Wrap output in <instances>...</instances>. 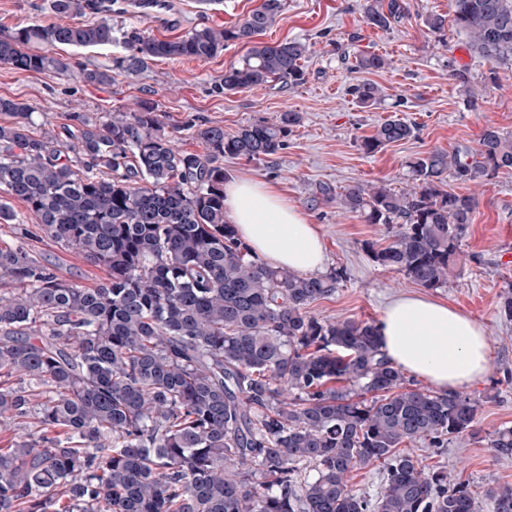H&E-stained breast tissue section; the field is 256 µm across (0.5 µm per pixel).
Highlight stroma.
<instances>
[{
  "instance_id": "35a3bbf8",
  "label": "stroma",
  "mask_w": 512,
  "mask_h": 512,
  "mask_svg": "<svg viewBox=\"0 0 512 512\" xmlns=\"http://www.w3.org/2000/svg\"><path fill=\"white\" fill-rule=\"evenodd\" d=\"M262 0H161L147 17L129 15L113 5V23L137 28L145 35L171 38L196 26L221 28L243 20ZM363 0H284L275 23L261 35L267 43L286 39L307 42L311 53L304 62L305 81L298 86L275 82L255 90L229 92L221 80L231 64L248 52L245 43H231L205 60L157 59L135 78L117 77L108 86H89L82 69L111 64L125 51L123 44L74 49L61 53L72 69L25 72L0 63V97L28 102L35 109V131L68 123L71 113L100 116L131 112L140 101L153 102L165 121L178 127L179 149L204 153L197 138L200 127L219 125L236 131L258 119H273L285 110L303 120L289 135L284 149L259 160L224 159L232 177L263 179L277 184L289 202L299 207L323 238L327 268H344L347 277L329 298L310 307L318 317L336 320H378L385 305L403 293L418 292L411 280L372 261L366 245L380 242L379 225L367 224L342 211L334 199L343 187L381 182L400 191L408 185L410 158L434 149L476 147L485 128L512 134V68L500 67L498 81L489 79V62L473 55L454 24L433 32L428 15L450 16L448 0H409V13L388 30L364 24ZM51 18L49 0H0V30L45 23ZM373 51L386 57L381 72L354 66L357 54ZM465 72L466 81L453 79ZM379 84L381 102L360 107L349 93L361 81ZM477 98H470V91ZM395 116L413 125L409 140L388 145L368 155L361 142L374 134L384 119ZM449 191L474 196L475 219L462 240L467 261L445 288L429 295L469 314L486 329L490 359L482 381L467 392L480 401L475 433L452 437L439 451L415 443L407 450L431 468L448 472L449 482L469 483L476 498L491 488L512 484V457L491 448L488 435L500 426H512V321L500 314L501 294L512 285V172L480 183L449 182ZM12 224H0V247L23 246L47 263L57 276L82 288L102 284L107 273L81 254L66 250L42 233L23 235L21 225L32 218L20 200H12Z\"/></svg>"
}]
</instances>
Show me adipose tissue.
Segmentation results:
<instances>
[{"label":"adipose tissue","instance_id":"1","mask_svg":"<svg viewBox=\"0 0 512 512\" xmlns=\"http://www.w3.org/2000/svg\"><path fill=\"white\" fill-rule=\"evenodd\" d=\"M224 214L254 258L308 274L323 269L326 255L316 226L271 184L249 178L225 182ZM376 334L392 364L437 393L457 391L485 374L489 342L483 325L446 303L397 296L384 309Z\"/></svg>","mask_w":512,"mask_h":512}]
</instances>
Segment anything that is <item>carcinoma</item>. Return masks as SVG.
Instances as JSON below:
<instances>
[{"label": "carcinoma", "mask_w": 512, "mask_h": 512, "mask_svg": "<svg viewBox=\"0 0 512 512\" xmlns=\"http://www.w3.org/2000/svg\"><path fill=\"white\" fill-rule=\"evenodd\" d=\"M90 0H50L54 21L0 34V62L65 73L48 49L110 46L126 53L86 68L110 85L157 58L207 60L234 42L248 56L224 72V89L304 83L309 44L255 43L283 10L262 0L224 28L173 39L145 37L107 20H79ZM470 49L512 65V0H449ZM404 0H365L363 21L388 30ZM377 53L356 67L379 72ZM363 108L380 85L351 89ZM34 107L0 97V224L26 204L33 227L107 271L96 288L60 279L20 247H0V433L28 419L37 436L0 448V512H479L462 483L429 472L401 447H448L474 430L479 401L405 386L375 323L319 318L309 306L336 292L342 269L307 275L251 258L224 216V158L258 159L286 145L302 115L284 111L227 133L197 130L207 154L180 150L155 105L33 131ZM387 119L363 140L372 154L411 138ZM408 188L353 185L340 208L380 224L389 242L372 260L429 289L446 288L476 200L448 180L482 182L512 170V136L484 130L474 149L434 150L408 162ZM29 382L30 388L13 381ZM347 386L338 388L336 383ZM370 398H365V395ZM490 445L512 455V427ZM384 466L380 492L356 493L355 469ZM489 512H512V486L486 493Z\"/></svg>", "instance_id": "carcinoma-1"}]
</instances>
